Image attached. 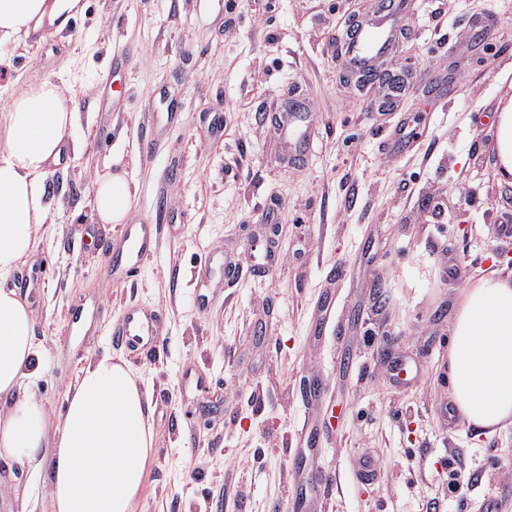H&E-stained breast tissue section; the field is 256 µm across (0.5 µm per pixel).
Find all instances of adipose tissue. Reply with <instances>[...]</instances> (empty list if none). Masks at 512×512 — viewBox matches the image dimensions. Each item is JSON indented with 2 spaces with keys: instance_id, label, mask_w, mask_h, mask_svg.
<instances>
[{
  "instance_id": "ef3b65f1",
  "label": "adipose tissue",
  "mask_w": 512,
  "mask_h": 512,
  "mask_svg": "<svg viewBox=\"0 0 512 512\" xmlns=\"http://www.w3.org/2000/svg\"><path fill=\"white\" fill-rule=\"evenodd\" d=\"M81 0H0V45L43 22L82 13ZM76 121L61 82L45 80L0 109V276L13 272L50 221L45 174ZM95 216L125 223L132 190L120 173L93 183ZM42 376L27 302L0 289V459L37 466L52 445L53 512H136L154 433L149 401L126 362L103 356L80 370L51 427L33 387ZM448 379L466 425L492 434L512 424V275L491 272L466 289L452 323Z\"/></svg>"
}]
</instances>
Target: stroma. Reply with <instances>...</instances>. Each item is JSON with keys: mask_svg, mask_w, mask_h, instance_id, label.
<instances>
[{"mask_svg": "<svg viewBox=\"0 0 512 512\" xmlns=\"http://www.w3.org/2000/svg\"><path fill=\"white\" fill-rule=\"evenodd\" d=\"M374 2L86 0L41 44L0 46V106L63 72L77 112L46 176L53 221L0 289L34 313V393L52 419L89 360L109 354L139 375L155 448L138 512H290L308 412L327 512H477L489 493L512 512V424L484 435L442 408L465 288L512 272L495 222L512 184L492 132L512 95V0H409L393 58L415 83L384 114L340 48L348 19ZM282 100L313 123L287 166L267 119ZM400 123L416 136L394 153L382 134ZM108 166L135 189L133 218L159 226L129 282L112 279L119 225L93 218ZM437 203L442 224L429 220ZM270 224L282 259L269 271L250 246ZM131 303L161 316L151 355L112 336ZM312 382L322 399L307 407ZM367 450L380 477L364 486L355 464ZM51 463L0 462V501L52 512Z\"/></svg>", "mask_w": 512, "mask_h": 512, "instance_id": "stroma-1", "label": "stroma"}]
</instances>
